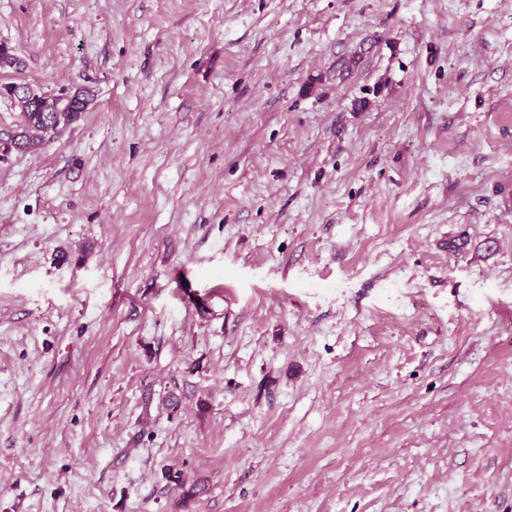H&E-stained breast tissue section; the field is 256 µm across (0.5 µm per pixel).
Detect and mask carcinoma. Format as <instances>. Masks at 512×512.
<instances>
[{
    "label": "carcinoma",
    "instance_id": "cac0c4a2",
    "mask_svg": "<svg viewBox=\"0 0 512 512\" xmlns=\"http://www.w3.org/2000/svg\"><path fill=\"white\" fill-rule=\"evenodd\" d=\"M24 118L18 127L15 147L21 152H33L45 144V131L49 126L64 127L80 118L77 100L45 99L41 107H32L21 99L15 100Z\"/></svg>",
    "mask_w": 512,
    "mask_h": 512
}]
</instances>
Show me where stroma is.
<instances>
[{
    "label": "stroma",
    "instance_id": "stroma-1",
    "mask_svg": "<svg viewBox=\"0 0 512 512\" xmlns=\"http://www.w3.org/2000/svg\"><path fill=\"white\" fill-rule=\"evenodd\" d=\"M0 43L95 94L0 160V512H512V0H0Z\"/></svg>",
    "mask_w": 512,
    "mask_h": 512
}]
</instances>
